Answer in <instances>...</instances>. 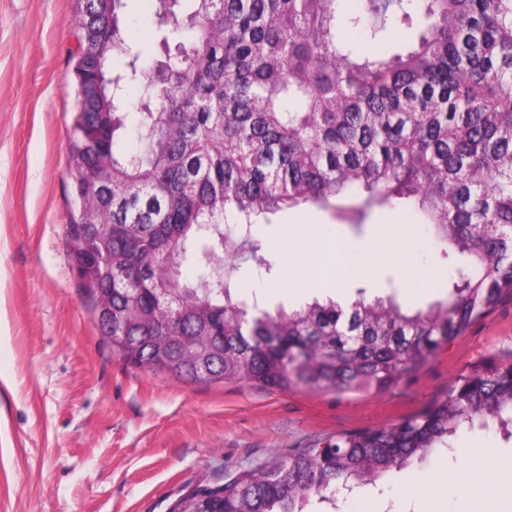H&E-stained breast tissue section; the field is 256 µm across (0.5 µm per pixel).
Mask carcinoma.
<instances>
[{"instance_id": "carcinoma-1", "label": "carcinoma", "mask_w": 512, "mask_h": 512, "mask_svg": "<svg viewBox=\"0 0 512 512\" xmlns=\"http://www.w3.org/2000/svg\"><path fill=\"white\" fill-rule=\"evenodd\" d=\"M79 78L67 225L73 271L123 361L203 383L319 392L384 390L453 343L512 291V0H156L164 59L145 69L126 42L122 0H78ZM402 53L361 58L343 23ZM114 58L124 67L112 72ZM140 89L137 148L124 89ZM401 202L448 266V303L415 310L394 293L344 308L332 297L241 331L242 261L269 272L280 251L255 218L307 205ZM208 273L191 277L198 258ZM140 271L130 291L122 271ZM295 361L288 368L289 361ZM512 427V364L463 378L403 422L319 440L222 485L181 512H304L316 497L408 470L465 427Z\"/></svg>"}]
</instances>
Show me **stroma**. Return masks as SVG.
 Segmentation results:
<instances>
[{"mask_svg": "<svg viewBox=\"0 0 512 512\" xmlns=\"http://www.w3.org/2000/svg\"><path fill=\"white\" fill-rule=\"evenodd\" d=\"M154 10V0H123L132 45L157 46ZM76 11V0H0V512H173L198 486L337 433L400 423L445 400L461 377L512 362L511 292L381 392L198 384L126 364L71 269ZM257 233L282 246L289 285L247 262L235 293L247 303L261 295L267 311L339 290L382 296L391 279L413 308L447 298L438 250L403 209L370 211L357 229L330 211L290 208ZM397 251L410 278L391 261ZM327 261L375 275L306 287ZM452 445L454 455L378 482L375 512H419L414 480L470 466L469 449L491 451L488 478L512 460V437L495 428L460 430Z\"/></svg>", "mask_w": 512, "mask_h": 512, "instance_id": "stroma-1", "label": "stroma"}]
</instances>
